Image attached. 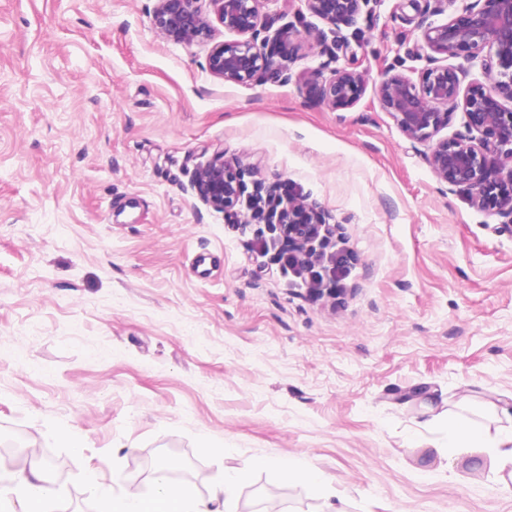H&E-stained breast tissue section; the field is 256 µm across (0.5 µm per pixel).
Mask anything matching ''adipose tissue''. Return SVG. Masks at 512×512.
<instances>
[{
	"mask_svg": "<svg viewBox=\"0 0 512 512\" xmlns=\"http://www.w3.org/2000/svg\"><path fill=\"white\" fill-rule=\"evenodd\" d=\"M448 445L452 448L470 445L485 449L494 472L512 467V429L501 430L489 437L478 428L452 424L448 427ZM165 467L168 472L174 464L169 461ZM167 472L157 477L150 496L131 492L121 498L103 497L102 512H221L220 506L229 498L233 488L232 483H224L213 490L209 501L202 502L193 499L182 485L171 481ZM0 501L18 507L19 512H66L45 472L37 466L13 472L7 486L0 487Z\"/></svg>",
	"mask_w": 512,
	"mask_h": 512,
	"instance_id": "1",
	"label": "adipose tissue"
}]
</instances>
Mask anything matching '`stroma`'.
<instances>
[{
    "label": "stroma",
    "mask_w": 512,
    "mask_h": 512,
    "mask_svg": "<svg viewBox=\"0 0 512 512\" xmlns=\"http://www.w3.org/2000/svg\"><path fill=\"white\" fill-rule=\"evenodd\" d=\"M470 2L372 0L329 60L303 0H265L299 58L239 85L206 66L235 33L168 41L156 0H0V438L58 461L67 512L151 492L165 460L200 500L238 474L228 512H512L482 449L448 447L452 420L512 426V232L374 92L419 80L424 30ZM326 61L363 73L353 108L306 97ZM217 150L324 210L335 294L191 191ZM291 459L324 484L283 479Z\"/></svg>",
    "instance_id": "1"
}]
</instances>
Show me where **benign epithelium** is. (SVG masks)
<instances>
[{"label": "benign epithelium", "mask_w": 512, "mask_h": 512, "mask_svg": "<svg viewBox=\"0 0 512 512\" xmlns=\"http://www.w3.org/2000/svg\"><path fill=\"white\" fill-rule=\"evenodd\" d=\"M202 0H156L155 28L169 41L191 45L212 36V21L240 36L214 43L208 53L210 73L225 82L248 84L262 76L290 79L293 53L283 42L290 35L261 36L267 28L262 14L265 0H208L212 14L203 12ZM308 11L329 25L352 24L368 0H303ZM421 50L429 67L420 82L384 72L375 94L397 127L410 139L431 140L448 126V109L462 107L467 133L432 144L428 163L437 177L451 187L471 191V205L493 207L512 230V0H473L465 12L428 26ZM461 52L485 54L495 69L493 84L473 83L461 90L457 73L440 60ZM301 87L336 110L355 106L365 95L363 74L354 67L322 69L299 77ZM192 192L206 205L233 213L246 204L251 218L276 232V241L289 251L316 260L332 246L336 229L311 204L280 203L283 184L247 186L238 161L215 153L197 167Z\"/></svg>", "instance_id": "benign-epithelium-1"}]
</instances>
